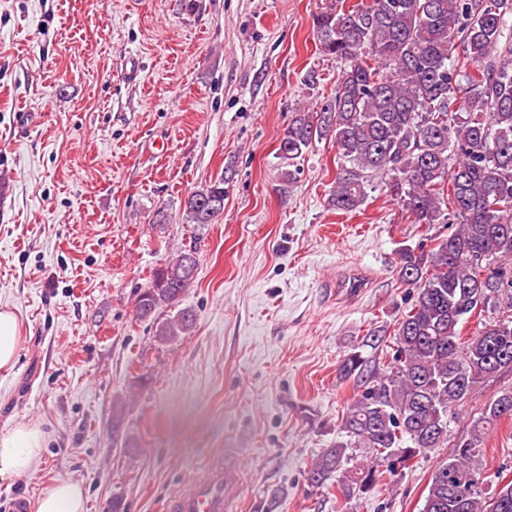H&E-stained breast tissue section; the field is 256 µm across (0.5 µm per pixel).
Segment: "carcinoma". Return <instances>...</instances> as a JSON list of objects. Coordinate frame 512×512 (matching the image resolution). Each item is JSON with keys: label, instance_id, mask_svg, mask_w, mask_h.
<instances>
[{"label": "carcinoma", "instance_id": "cac0c4a2", "mask_svg": "<svg viewBox=\"0 0 512 512\" xmlns=\"http://www.w3.org/2000/svg\"><path fill=\"white\" fill-rule=\"evenodd\" d=\"M512 0H327L314 20L318 50L343 63L333 97L299 109L279 143L296 182L295 160L315 140L336 146L339 172L328 205L348 213L379 187L414 224H457L426 251L404 248L396 271L417 292L398 323L387 364L370 371L368 386L348 408V440L324 449L307 471L316 488L336 487L345 501L394 479L413 458L448 442V417L481 382L512 370V314L485 322L462 340L458 325L479 309L491 314L506 298L512 311ZM224 196V178L189 193V224L221 214L206 204ZM196 248L154 269L134 302V318L155 324L161 346L188 335L196 315L174 308L196 278ZM360 351L343 358L341 373L360 376ZM131 399H112V445L138 448L124 424ZM503 418H512V390L478 413L448 461L432 474L421 512H512V493L483 488V445ZM362 460L342 470L347 450ZM342 477L333 480L337 472Z\"/></svg>", "mask_w": 512, "mask_h": 512}]
</instances>
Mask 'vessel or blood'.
I'll return each instance as SVG.
<instances>
[{
    "label": "vessel or blood",
    "instance_id": "obj_1",
    "mask_svg": "<svg viewBox=\"0 0 512 512\" xmlns=\"http://www.w3.org/2000/svg\"><path fill=\"white\" fill-rule=\"evenodd\" d=\"M231 475L223 463L208 466L165 502V512H226L225 492Z\"/></svg>",
    "mask_w": 512,
    "mask_h": 512
}]
</instances>
